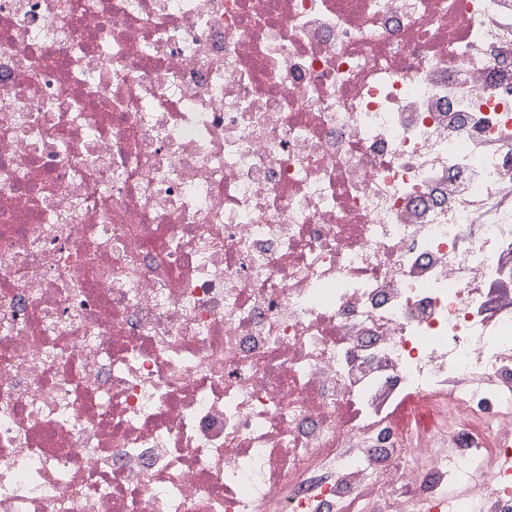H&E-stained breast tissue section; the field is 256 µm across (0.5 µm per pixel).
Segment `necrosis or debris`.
Instances as JSON below:
<instances>
[{"mask_svg": "<svg viewBox=\"0 0 512 512\" xmlns=\"http://www.w3.org/2000/svg\"><path fill=\"white\" fill-rule=\"evenodd\" d=\"M508 454L512 0H0V512H512Z\"/></svg>", "mask_w": 512, "mask_h": 512, "instance_id": "1", "label": "necrosis or debris"}]
</instances>
